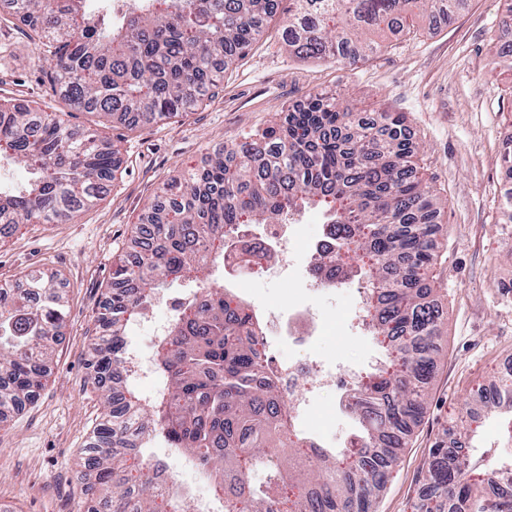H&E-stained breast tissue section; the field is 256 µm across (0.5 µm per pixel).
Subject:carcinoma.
<instances>
[{
    "label": "carcinoma",
    "instance_id": "cac0c4a2",
    "mask_svg": "<svg viewBox=\"0 0 512 512\" xmlns=\"http://www.w3.org/2000/svg\"><path fill=\"white\" fill-rule=\"evenodd\" d=\"M16 15L53 62V83L87 112L129 126L171 118L215 95L220 74L260 39L273 0H129L112 13L97 0H14ZM466 0H289L281 37L296 56L358 60L381 48L385 30L450 21ZM405 117L383 111L369 124L323 93L283 121L214 153L200 172L173 177L144 208L129 257L112 265L90 346L91 379L104 412L76 481L86 512H189L173 486L148 492L164 465L144 461L128 438L155 425L151 443L177 448L215 476L222 512H371L399 450L420 423L434 377L442 323L433 286L436 203L413 162ZM27 181L0 190V234L18 224L71 221L94 205L121 164L120 149L56 112L0 103V163ZM324 210L352 254L336 255L367 290V330L389 343L384 360L348 395L358 446L307 448L279 386L266 373L258 314L215 275L209 254L241 224H283L308 207ZM204 286V304L185 308L157 353L166 396L141 403L118 374L131 318L176 282ZM63 289L32 271L0 285V408L19 407L42 388L59 329ZM475 411L505 412L512 377L500 378ZM469 461L445 443L430 451L415 512H512V492L489 496L498 466Z\"/></svg>",
    "mask_w": 512,
    "mask_h": 512
}]
</instances>
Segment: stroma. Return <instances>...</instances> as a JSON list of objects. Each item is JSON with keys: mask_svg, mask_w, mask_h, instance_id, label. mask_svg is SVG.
<instances>
[{"mask_svg": "<svg viewBox=\"0 0 512 512\" xmlns=\"http://www.w3.org/2000/svg\"><path fill=\"white\" fill-rule=\"evenodd\" d=\"M287 14L280 0L267 33L225 71L214 98L135 129L68 104L50 80L49 55L19 20L0 15V99L63 113L72 127L98 131L122 152L108 192L75 220L23 224L0 241V281L40 271L65 283L68 301L42 390L0 413V512H83L75 472L103 412L88 350L112 265L128 252L146 203L171 177L198 170L208 153L271 125L316 91L362 112L403 113L417 167L440 206L432 275L444 334L435 376L427 410L372 512H414L431 448L453 443L452 421L466 418L476 391H493L501 363L512 359V211L502 206L512 173L500 162L512 140V72L490 66L512 0H468L452 22L386 35L385 49L355 62L291 55L278 34ZM247 286L259 310L290 300L277 276L259 271ZM359 302L354 288L316 300L326 331L311 358L376 364L372 337L349 338L347 316ZM308 421L336 442L352 427L331 392L316 397Z\"/></svg>", "mask_w": 512, "mask_h": 512, "instance_id": "obj_1", "label": "stroma"}]
</instances>
